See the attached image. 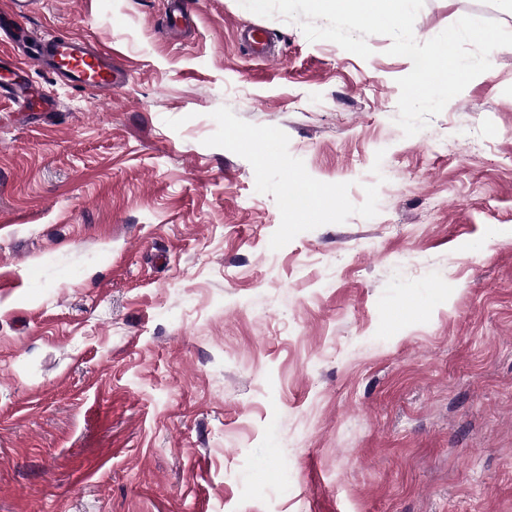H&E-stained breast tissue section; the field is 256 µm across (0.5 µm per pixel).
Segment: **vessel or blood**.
Returning a JSON list of instances; mask_svg holds the SVG:
<instances>
[{"label": "vessel or blood", "instance_id": "vessel-or-blood-1", "mask_svg": "<svg viewBox=\"0 0 512 512\" xmlns=\"http://www.w3.org/2000/svg\"><path fill=\"white\" fill-rule=\"evenodd\" d=\"M12 8L0 15V36L9 37L21 53L17 71L18 81L0 84V96L9 95L18 104H27L33 88L26 75L37 69L52 74L69 86L88 91L96 98H111L113 92L127 79L125 71L117 68L110 54L87 42L68 36L50 35L40 39L38 47H27L28 29L17 25L18 17L37 7L40 0H11Z\"/></svg>", "mask_w": 512, "mask_h": 512}]
</instances>
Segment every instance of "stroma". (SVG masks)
<instances>
[{"label": "stroma", "instance_id": "35a3bbf8", "mask_svg": "<svg viewBox=\"0 0 512 512\" xmlns=\"http://www.w3.org/2000/svg\"><path fill=\"white\" fill-rule=\"evenodd\" d=\"M184 5L24 20L128 80L0 102V512H512V47L408 137L389 36Z\"/></svg>", "mask_w": 512, "mask_h": 512}]
</instances>
